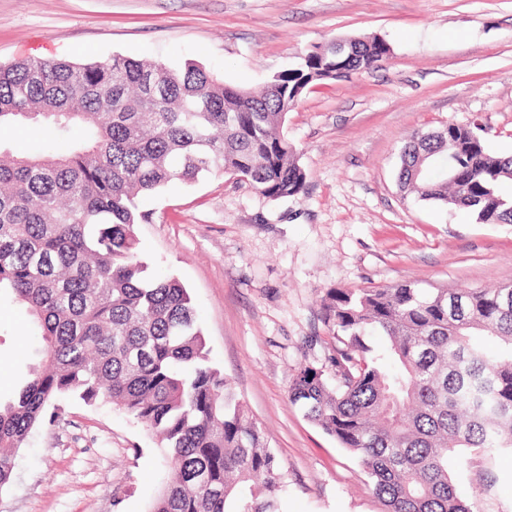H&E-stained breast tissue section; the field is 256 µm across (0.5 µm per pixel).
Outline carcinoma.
Masks as SVG:
<instances>
[{
	"label": "carcinoma",
	"mask_w": 512,
	"mask_h": 512,
	"mask_svg": "<svg viewBox=\"0 0 512 512\" xmlns=\"http://www.w3.org/2000/svg\"><path fill=\"white\" fill-rule=\"evenodd\" d=\"M378 38L317 46L254 94L194 62L120 54L0 65V129L42 125L40 150L0 147V291L22 304L42 362L0 402V490L57 402L110 404L145 423L171 474L148 512H280L275 454L211 365L187 289L156 278L136 226L144 196L222 174L276 200L305 187L285 117L303 92L390 58ZM512 155L477 127L416 131L397 183L422 201L512 224ZM426 294L412 282L327 292L330 368L303 365L288 398L352 454L384 512H478L449 473L459 450L512 449V300ZM388 338L380 352L366 336Z\"/></svg>",
	"instance_id": "obj_1"
}]
</instances>
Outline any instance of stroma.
<instances>
[{"label":"stroma","instance_id":"35a3bbf8","mask_svg":"<svg viewBox=\"0 0 512 512\" xmlns=\"http://www.w3.org/2000/svg\"><path fill=\"white\" fill-rule=\"evenodd\" d=\"M351 35L383 38L391 58L312 87L288 112L303 194L271 200L206 176L141 203L142 258L188 289L212 365L280 463L283 512H383L358 460L288 399L299 366H325L332 352L327 290L512 285V224L477 223L396 183L399 150L417 130L477 124L491 153L512 155V0H0V65L122 54L196 62L257 90ZM37 347L24 308L1 296V400ZM62 406L16 451L0 512H147L169 475L148 428L108 404ZM486 470L497 481L484 493ZM452 475L478 512H512L511 450L464 454Z\"/></svg>","mask_w":512,"mask_h":512}]
</instances>
